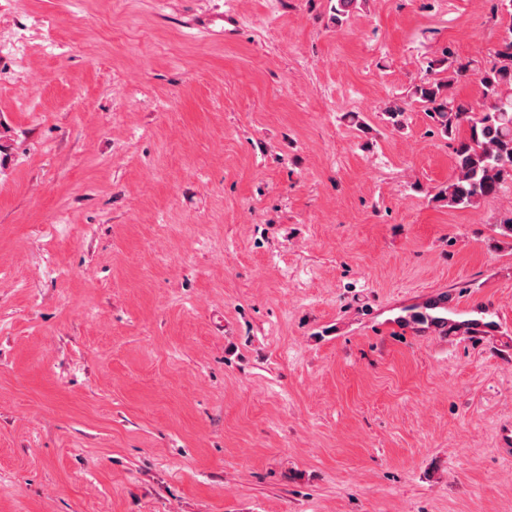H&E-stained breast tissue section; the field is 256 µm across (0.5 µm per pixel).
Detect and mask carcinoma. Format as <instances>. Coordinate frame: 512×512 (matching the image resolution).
<instances>
[{"label":"carcinoma","mask_w":512,"mask_h":512,"mask_svg":"<svg viewBox=\"0 0 512 512\" xmlns=\"http://www.w3.org/2000/svg\"><path fill=\"white\" fill-rule=\"evenodd\" d=\"M361 6L360 0H336L332 20L341 23ZM491 9L505 20L493 59L478 67L463 62L445 48L428 61L427 75L412 86L409 99L424 108L433 126L452 140L454 174L440 197L451 208H470L495 198L512 184V0H492ZM473 72L482 104L460 99L454 93L458 78ZM408 103L385 107L387 124L405 125ZM465 134H459L461 127Z\"/></svg>","instance_id":"1"}]
</instances>
